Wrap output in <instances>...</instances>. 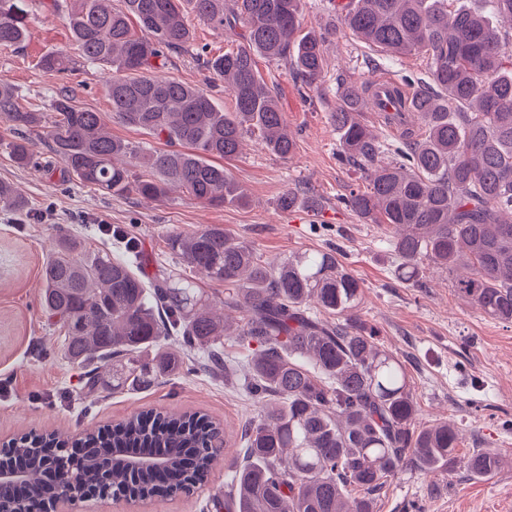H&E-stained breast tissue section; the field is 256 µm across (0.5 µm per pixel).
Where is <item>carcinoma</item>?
<instances>
[{"label": "carcinoma", "instance_id": "carcinoma-1", "mask_svg": "<svg viewBox=\"0 0 512 512\" xmlns=\"http://www.w3.org/2000/svg\"><path fill=\"white\" fill-rule=\"evenodd\" d=\"M74 51L50 52L40 67L59 75L78 62L112 68L107 95L112 118L169 144L165 151L112 138L105 113L73 104L68 86L51 95L50 111L23 106L0 79V123L14 161L31 158L29 133L49 140L72 177L110 196L160 199L173 189L215 207L242 205L247 196L218 157L237 156L244 136L258 133L265 149L283 159L295 149L275 97L255 57L288 61L311 87L325 66L324 37L301 33L305 0H69ZM488 11L453 0H338L343 28L386 54L421 53L429 60L427 90L410 111L424 133L405 129L403 148L386 160L389 145L359 119L370 82H343L330 119L339 135L338 161L359 168L366 190L344 202L373 224L395 230L402 280L420 281L424 262L461 270L455 291L488 316L512 322V0H481ZM32 0H0V46L17 47L33 34ZM217 30L236 48L204 61L224 82L233 109L217 108L202 88L158 75L190 41L184 11ZM140 33H135L132 24ZM0 206L25 199L0 183ZM116 240L122 254L87 256L68 234L44 262L39 298L50 325L64 332L72 364L114 357L112 389L145 390L177 369L168 341L200 353L210 373L229 369L222 337L253 348L242 389L262 403L241 428L239 467L224 484V512H373L372 496L410 462L435 473L458 458V430L448 422L416 425L417 405L402 362L379 345L374 328L353 322L359 281L336 250L304 252L269 265L253 247L219 225L174 233L169 249L189 268L224 285L226 310L245 312L240 328L212 311L194 282L163 274L147 281L139 248ZM336 320L322 319L313 309ZM58 435L11 449L23 459L28 482L43 498H80L108 475L112 489L152 495L182 492L203 482L224 454L220 432L195 413L142 412L85 440L70 461ZM130 448H161L166 469L135 471ZM64 462L67 481H45L39 452ZM464 466L474 476L495 473V450L473 452ZM361 496L347 498L349 488ZM27 486L0 485V508L25 512Z\"/></svg>", "mask_w": 512, "mask_h": 512}]
</instances>
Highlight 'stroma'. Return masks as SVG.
<instances>
[{
	"instance_id": "35a3bbf8",
	"label": "stroma",
	"mask_w": 512,
	"mask_h": 512,
	"mask_svg": "<svg viewBox=\"0 0 512 512\" xmlns=\"http://www.w3.org/2000/svg\"><path fill=\"white\" fill-rule=\"evenodd\" d=\"M33 35L22 47H0V78L18 90L24 106L47 111L52 91L69 83L76 106L110 111L106 96L108 69L81 67L68 78L42 70L49 52L70 46L65 13L32 7ZM192 39L173 56L164 77L205 88L222 106L231 99L221 81L209 80L203 55L231 48L221 31L187 16ZM329 0H305L302 31L326 33L327 66L319 85H304L283 62L258 58L257 69L274 94L296 147L286 159L246 135L240 154L228 169L247 195L245 204L213 207L173 191L158 201L137 196H108L60 176L62 163L45 139L31 143L33 161L16 164L0 145V182L13 186L29 206L25 215L0 209V443L29 432L58 430L75 434L85 428L119 422L131 414L162 408L197 410L237 436L257 404L243 395L238 379L196 369L195 354H183L178 342L168 350L182 353L178 373L158 379L143 392L101 390L86 394L83 371L62 353L63 337L47 326L38 299L41 269L57 244L59 230L79 241L86 252L104 246L97 225L107 222L135 237L150 263L146 275L165 267L171 275L223 296L224 287L188 268L170 253L166 238L220 225L247 241L262 260L277 262L305 251L336 249L338 259L359 280V319L375 326L378 340L404 364L418 408L417 426L448 421L461 434L459 454L476 448L499 452L502 464L487 478L472 476L463 465L434 474L404 466L374 497L375 512H405L408 502L423 512H512V322L484 314L460 299L454 276L424 263L423 287L398 278V257L391 233L364 221L341 203L349 189L365 187L360 170L340 165L338 135L330 114L340 82L388 77L404 90L417 92L426 79L424 55L390 57L361 43L349 31H335ZM314 199V206L278 208L287 191ZM234 450L211 470L207 482L191 493L156 498L148 512H215L212 498L223 497Z\"/></svg>"
}]
</instances>
